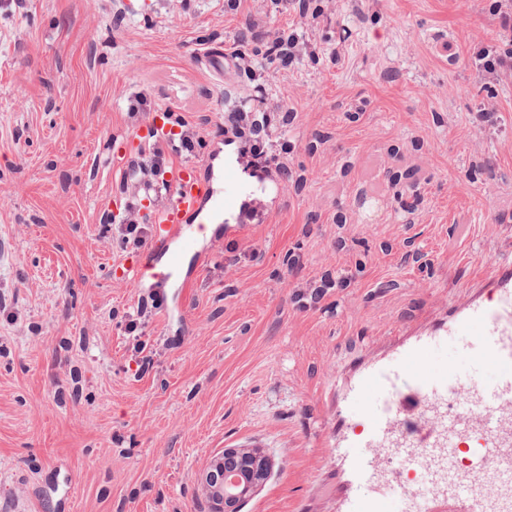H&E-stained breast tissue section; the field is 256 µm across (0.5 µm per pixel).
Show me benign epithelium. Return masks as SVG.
<instances>
[{"mask_svg": "<svg viewBox=\"0 0 512 512\" xmlns=\"http://www.w3.org/2000/svg\"><path fill=\"white\" fill-rule=\"evenodd\" d=\"M269 468V460L255 450L225 449L202 477L212 512H240V505L256 493Z\"/></svg>", "mask_w": 512, "mask_h": 512, "instance_id": "benign-epithelium-1", "label": "benign epithelium"}]
</instances>
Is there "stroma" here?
Masks as SVG:
<instances>
[{
  "label": "stroma",
  "instance_id": "obj_1",
  "mask_svg": "<svg viewBox=\"0 0 512 512\" xmlns=\"http://www.w3.org/2000/svg\"><path fill=\"white\" fill-rule=\"evenodd\" d=\"M491 4L0 0V512H210V462L254 447L270 470L241 512L401 499L350 484L339 394L512 261V75L469 61L505 37ZM288 32L311 48L284 64ZM255 52L260 73L236 67ZM254 98L289 175L224 133ZM169 110L202 139L170 167L222 156L240 205L135 282L114 157Z\"/></svg>",
  "mask_w": 512,
  "mask_h": 512
}]
</instances>
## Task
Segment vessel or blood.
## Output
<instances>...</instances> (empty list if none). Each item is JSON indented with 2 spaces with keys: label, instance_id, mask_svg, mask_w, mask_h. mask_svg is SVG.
I'll return each instance as SVG.
<instances>
[{
  "label": "vessel or blood",
  "instance_id": "obj_1",
  "mask_svg": "<svg viewBox=\"0 0 512 512\" xmlns=\"http://www.w3.org/2000/svg\"><path fill=\"white\" fill-rule=\"evenodd\" d=\"M161 181L168 186L169 197L151 215L150 239L132 268L139 280L168 279L180 266L183 252L195 244L194 217L209 203L224 199L220 177L195 165L163 172ZM162 253L167 255V263L155 266L154 256ZM492 289L494 300L475 299L457 307L443 331L365 371L354 386L342 392L346 418L363 423L346 445L351 476L357 484L372 479L374 449L427 448L431 451L427 465L439 468L445 464L439 449L459 447L464 439L477 443V469L493 462L500 471L512 472V263L499 264ZM453 336L468 338L480 363L492 371V379L430 369L428 356L435 342ZM372 393L382 394L384 401L368 412L362 402ZM453 393L466 394L471 409H452L448 397ZM427 398L435 400V407L416 415L417 403Z\"/></svg>",
  "mask_w": 512,
  "mask_h": 512
}]
</instances>
